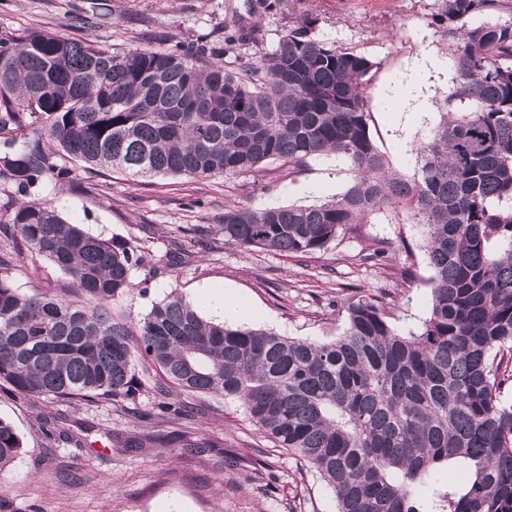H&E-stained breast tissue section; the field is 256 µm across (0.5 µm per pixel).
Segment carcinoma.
<instances>
[{
    "instance_id": "obj_1",
    "label": "carcinoma",
    "mask_w": 512,
    "mask_h": 512,
    "mask_svg": "<svg viewBox=\"0 0 512 512\" xmlns=\"http://www.w3.org/2000/svg\"><path fill=\"white\" fill-rule=\"evenodd\" d=\"M224 24V53L206 42L114 52L30 30L0 38V135L22 148L0 156L18 194L0 209V241L47 259L69 277L55 291L12 285L0 251V389L29 399L117 400L138 392L136 360L156 387L238 401L274 444L319 473L336 512H436L437 469L460 464L446 512H512V402L501 399L512 360V10L505 0H438L434 23L457 72L441 120L419 147L420 177L403 178L369 133L367 76L376 63L315 34L286 0H247ZM509 12L475 27L478 13ZM284 32L270 51L256 19ZM336 155L354 173L344 194L314 206L224 208L227 244L281 255L328 249L343 231L392 211L419 226L432 271L417 332H401L379 301L346 306L331 340L280 336L206 320L177 291L135 318L115 308L142 263L138 247L66 220L37 198L60 164L97 175L207 179L256 175L280 161L288 175ZM196 237L168 263L195 256ZM23 452L0 418V472Z\"/></svg>"
}]
</instances>
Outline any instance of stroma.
Wrapping results in <instances>:
<instances>
[{
  "mask_svg": "<svg viewBox=\"0 0 512 512\" xmlns=\"http://www.w3.org/2000/svg\"><path fill=\"white\" fill-rule=\"evenodd\" d=\"M99 15L92 0H0V38L47 30L87 39L113 51L165 50L175 42L207 38L224 48V21L244 11L245 0H107ZM296 12L316 20L325 43L354 48L375 63L369 75L372 100L370 135L377 150L406 179L417 177V149L440 121V104L455 80L435 86L423 114L411 117L410 139L398 138L399 101L385 104L386 86L410 82L411 62L428 53L454 71L453 58L432 23L436 0H288ZM74 187L46 182L41 196L62 216L103 239L137 241L157 269L131 273L133 289L120 306L140 317L153 303L178 290L198 304L207 286H221L246 305L241 325L282 336L327 340L346 327L345 302L352 296L381 299L401 331L417 329L430 304L431 271L415 225L389 213L372 216L353 233L338 235L327 250L285 256L260 248L225 244L217 231L225 206L254 208L310 206L343 194L353 179L348 163L334 156L310 159L305 170L288 175L281 162L266 164L256 176L195 180L160 176L130 180L117 172L98 179L96 195L77 191L86 180L83 163L69 161ZM203 238L190 263L168 267L174 242L185 229ZM389 248L380 265L362 263L373 241ZM411 267L403 279L401 267ZM11 281L26 290L39 285L63 288L67 277L41 257L14 254ZM143 382L135 398L29 401L0 391V417L10 421L24 442L12 467L0 472V512H164L173 498L187 512H336V503L315 470L301 466L263 435L235 401L221 395L153 388L148 362L136 363ZM65 417L78 443L58 442L47 422ZM203 441L198 450L182 447L181 433ZM150 434L149 448H126L130 436Z\"/></svg>",
  "mask_w": 512,
  "mask_h": 512,
  "instance_id": "obj_1",
  "label": "stroma"
}]
</instances>
